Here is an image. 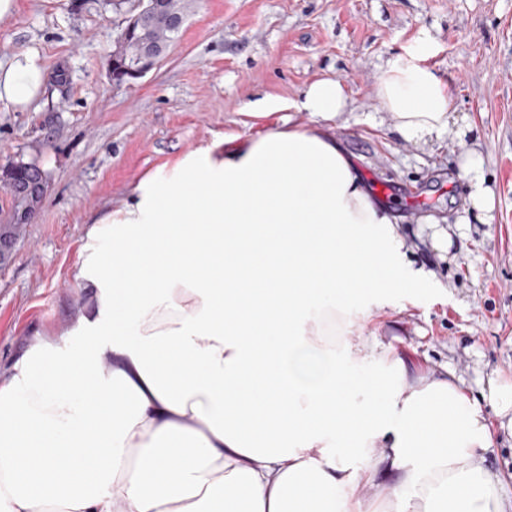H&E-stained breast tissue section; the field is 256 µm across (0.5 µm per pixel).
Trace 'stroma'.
Here are the masks:
<instances>
[{
	"label": "stroma",
	"mask_w": 512,
	"mask_h": 512,
	"mask_svg": "<svg viewBox=\"0 0 512 512\" xmlns=\"http://www.w3.org/2000/svg\"><path fill=\"white\" fill-rule=\"evenodd\" d=\"M18 2L0 22V56L39 47L47 81L39 109L0 106V170L36 164L47 190L14 259L0 266V381L81 310L87 233L142 178L227 134L281 120L326 124L396 215L405 269L431 273L418 293L389 297L355 336L418 367L454 371L496 429L484 457L506 474L511 503L512 416L498 414L490 387L512 386V0H192L168 55L120 85L107 68L123 17L112 0ZM424 30L464 145L407 143L376 109L380 66ZM325 78L341 80L350 102L328 123L300 107ZM258 102L274 113L254 115ZM464 146L485 158L492 220L470 209Z\"/></svg>",
	"instance_id": "35a3bbf8"
}]
</instances>
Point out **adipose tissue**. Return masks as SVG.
<instances>
[{
	"mask_svg": "<svg viewBox=\"0 0 512 512\" xmlns=\"http://www.w3.org/2000/svg\"><path fill=\"white\" fill-rule=\"evenodd\" d=\"M428 33L380 67L375 98L416 145L466 131L425 63ZM39 49L0 61V106L36 104ZM302 107L322 125L229 134L142 179L87 235L92 303L0 382V512H505L490 421L451 370L364 352L403 242L326 124L340 80ZM472 209L485 159L465 150Z\"/></svg>",
	"mask_w": 512,
	"mask_h": 512,
	"instance_id": "obj_1",
	"label": "adipose tissue"
}]
</instances>
